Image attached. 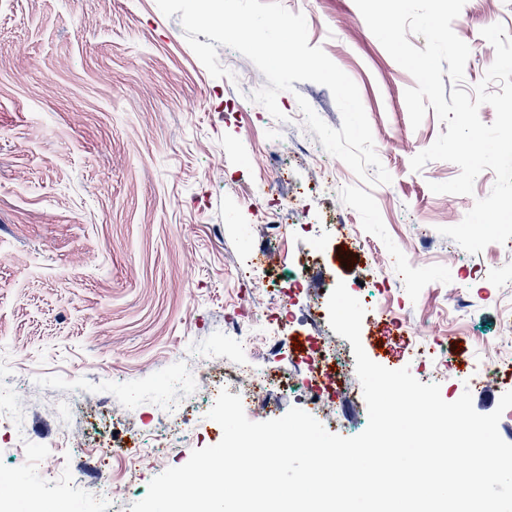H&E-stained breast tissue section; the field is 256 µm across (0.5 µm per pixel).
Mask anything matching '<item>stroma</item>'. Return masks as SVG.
I'll return each mask as SVG.
<instances>
[{"label": "stroma", "mask_w": 512, "mask_h": 512, "mask_svg": "<svg viewBox=\"0 0 512 512\" xmlns=\"http://www.w3.org/2000/svg\"><path fill=\"white\" fill-rule=\"evenodd\" d=\"M281 3L304 14L310 46L357 85L392 176L369 188L342 167L336 190L312 198L309 213L290 214L296 226L343 216L347 236L328 238L318 255L310 237L272 236L252 212L262 198L287 200L336 157L315 132L250 101V89L212 77L179 16H165L156 0H0V403L12 405L20 429L44 449L37 463L1 456L0 469L25 470L26 493L46 512H82L83 495L104 473L132 506L155 476L220 442L223 431L202 415L198 394L183 402L181 448L162 461L146 453L149 434L166 421L151 383L177 365L180 349L211 347L233 360L225 322L248 299L244 273L255 254H274L264 276L281 305L299 258L310 261L304 308L338 282L353 289L389 277L391 312L370 306L362 321L372 361L412 366L405 336L390 332L387 318L411 320L425 310L455 364L453 378L439 383L443 396L459 399L472 369L492 356L504 357L502 373L473 393L475 410L493 412L512 391V335L499 334L512 306V250L471 254L439 232L490 193L494 172L479 174L473 194L433 193L430 183L455 178L458 167L433 161L416 172L410 160L447 126L430 111L412 128L404 94L415 80L369 30L355 0ZM495 23L512 34V0H466L452 24L470 47L462 90L472 91L493 63L481 31ZM302 98L340 128L323 85L295 82L277 103L287 114ZM274 139L282 143L280 169L257 178L241 158L262 156ZM413 224L427 231V248L416 247ZM355 236L365 248L352 246ZM462 268L471 276L449 297L448 274ZM485 274L502 291H484ZM73 378L91 396L77 409L102 449L77 470L56 413ZM317 419L350 437L368 414L363 399H341ZM134 454L139 468L130 482L122 461ZM69 469L71 485L59 479Z\"/></svg>", "instance_id": "obj_1"}]
</instances>
